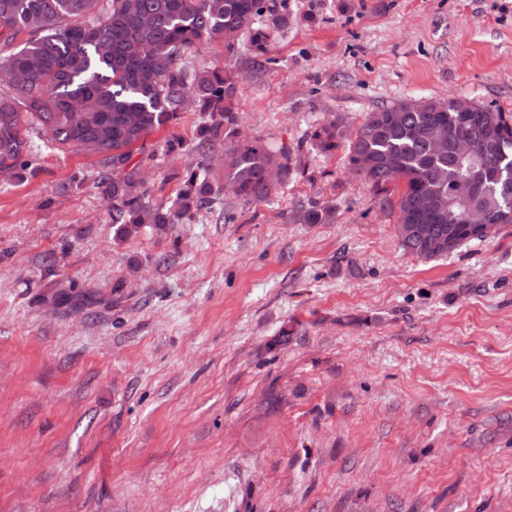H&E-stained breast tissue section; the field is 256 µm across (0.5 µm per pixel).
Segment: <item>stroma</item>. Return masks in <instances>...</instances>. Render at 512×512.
Returning a JSON list of instances; mask_svg holds the SVG:
<instances>
[{"instance_id":"stroma-1","label":"stroma","mask_w":512,"mask_h":512,"mask_svg":"<svg viewBox=\"0 0 512 512\" xmlns=\"http://www.w3.org/2000/svg\"><path fill=\"white\" fill-rule=\"evenodd\" d=\"M280 2L270 62L187 60L241 73L239 136L289 156L265 202L119 240L96 155L34 133L0 175V512H512V226L421 260L312 144L411 100L512 115V0ZM201 122L133 146L153 201ZM341 139L342 133L339 124L336 122L325 124L313 134L314 146L323 153H329L338 149Z\"/></svg>"}]
</instances>
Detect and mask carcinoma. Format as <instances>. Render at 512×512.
<instances>
[{"instance_id":"1","label":"carcinoma","mask_w":512,"mask_h":512,"mask_svg":"<svg viewBox=\"0 0 512 512\" xmlns=\"http://www.w3.org/2000/svg\"><path fill=\"white\" fill-rule=\"evenodd\" d=\"M288 26V14L269 0H0V73L22 78L0 87V172L20 178L31 166L33 146L22 128L42 133L59 150L79 149L101 157L96 182L112 201L116 238L146 224L162 230L191 217L219 195L206 175L205 146L230 141L224 149V190L249 202H264L273 183L290 172V158L258 141H232L238 125L234 100L238 76L223 69L189 71L184 54L203 42L221 41L234 53L242 35L264 57L273 32ZM28 39L18 44L19 35ZM206 115L199 128L201 160L182 177L170 203H154L136 178L131 147L172 124L186 100ZM444 136L447 148L435 141ZM474 150L461 155L457 140ZM339 124L313 134L323 153L340 147ZM348 158L375 190L402 184L396 231L402 249L423 260L450 255L480 237L465 223L477 211L487 224H512V118L482 106L468 119L448 101H429L421 110L401 103L369 113L348 141ZM459 179H473L469 198L455 197ZM435 196L446 210L425 212Z\"/></svg>"}]
</instances>
